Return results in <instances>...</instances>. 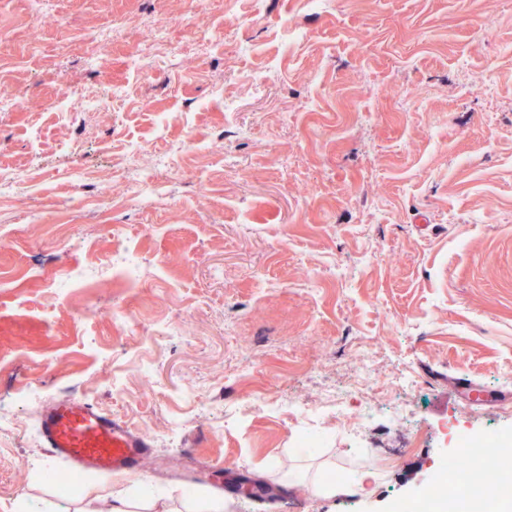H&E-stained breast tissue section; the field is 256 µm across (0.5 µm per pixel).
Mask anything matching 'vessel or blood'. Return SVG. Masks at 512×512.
<instances>
[{"instance_id":"1","label":"vessel or blood","mask_w":512,"mask_h":512,"mask_svg":"<svg viewBox=\"0 0 512 512\" xmlns=\"http://www.w3.org/2000/svg\"><path fill=\"white\" fill-rule=\"evenodd\" d=\"M43 447L76 471L136 473L150 449L143 437L96 405L75 398L49 403L38 425Z\"/></svg>"}]
</instances>
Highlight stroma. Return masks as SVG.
Returning <instances> with one entry per match:
<instances>
[{
	"instance_id": "1",
	"label": "stroma",
	"mask_w": 512,
	"mask_h": 512,
	"mask_svg": "<svg viewBox=\"0 0 512 512\" xmlns=\"http://www.w3.org/2000/svg\"><path fill=\"white\" fill-rule=\"evenodd\" d=\"M174 8L0 0L1 84L105 103L0 104V172L30 179L0 197V512H80L39 438L58 398L149 440L144 480L232 512H396L457 434L512 433V0H197L191 46ZM77 237L138 250L139 286L59 297ZM296 469L376 479L317 498ZM76 102H81L91 108L99 105L95 98L87 99L83 85L69 79H60L55 88L54 106L58 110H63Z\"/></svg>"
}]
</instances>
